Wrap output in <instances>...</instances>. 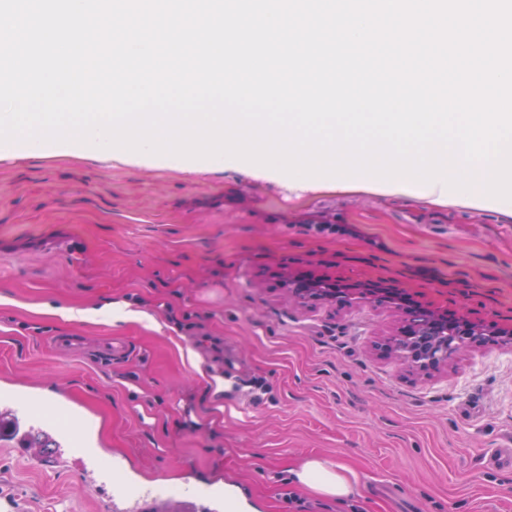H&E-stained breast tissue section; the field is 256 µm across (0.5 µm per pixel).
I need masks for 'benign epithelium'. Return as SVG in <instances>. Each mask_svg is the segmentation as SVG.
<instances>
[{"mask_svg": "<svg viewBox=\"0 0 512 512\" xmlns=\"http://www.w3.org/2000/svg\"><path fill=\"white\" fill-rule=\"evenodd\" d=\"M290 293L304 306L314 307L331 302L367 303L375 309L398 307L406 293L398 288L346 286L320 277L288 279ZM402 326L392 340L388 354L424 374L440 372L462 350L490 347L512 351V323L475 320L446 308L413 303L403 309Z\"/></svg>", "mask_w": 512, "mask_h": 512, "instance_id": "obj_1", "label": "benign epithelium"}]
</instances>
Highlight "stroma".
Returning a JSON list of instances; mask_svg holds the SVG:
<instances>
[{
    "label": "stroma",
    "mask_w": 512,
    "mask_h": 512,
    "mask_svg": "<svg viewBox=\"0 0 512 512\" xmlns=\"http://www.w3.org/2000/svg\"><path fill=\"white\" fill-rule=\"evenodd\" d=\"M290 272L512 322V214L415 188L291 189L220 160L0 144V407L29 395L42 429L57 409L86 424L65 467L0 443V512H111L105 458L127 484L189 477L233 512H512V469L487 461L512 446V352L417 373L375 347L398 312L304 307L280 285ZM115 303L136 318L103 316ZM118 340L124 358H96ZM310 458L357 474L350 505L290 483Z\"/></svg>",
    "instance_id": "1"
}]
</instances>
